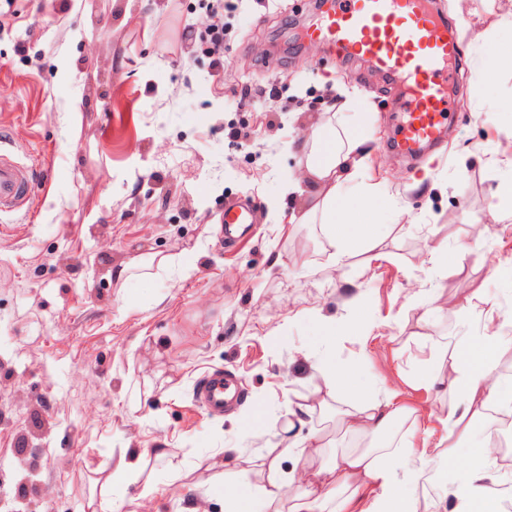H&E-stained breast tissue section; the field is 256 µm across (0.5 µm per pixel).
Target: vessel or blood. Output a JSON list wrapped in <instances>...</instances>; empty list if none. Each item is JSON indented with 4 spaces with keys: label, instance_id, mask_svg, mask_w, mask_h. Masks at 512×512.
Returning a JSON list of instances; mask_svg holds the SVG:
<instances>
[{
    "label": "vessel or blood",
    "instance_id": "b4317fda",
    "mask_svg": "<svg viewBox=\"0 0 512 512\" xmlns=\"http://www.w3.org/2000/svg\"><path fill=\"white\" fill-rule=\"evenodd\" d=\"M427 0H336L337 7L311 32L336 52L358 55L378 70L401 76L408 98L400 124V149L415 153L438 143L452 110L448 84L456 76L459 44L447 26L427 8ZM38 187L28 164L15 159L0 136V217L28 208ZM227 237H239L255 222L248 202L225 206ZM237 393L223 371L199 385L196 400L210 413L223 414Z\"/></svg>",
    "mask_w": 512,
    "mask_h": 512
}]
</instances>
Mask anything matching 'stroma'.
Wrapping results in <instances>:
<instances>
[{"mask_svg":"<svg viewBox=\"0 0 512 512\" xmlns=\"http://www.w3.org/2000/svg\"><path fill=\"white\" fill-rule=\"evenodd\" d=\"M433 0L460 29L463 68L445 141L411 160L387 142L404 88L327 44L284 53L288 19L308 35L314 0H243L224 17V72L183 41L210 22L199 0H12L0 14V135L45 186L32 216L0 222V512H226L224 481L261 485L252 463L298 475L311 439L337 428L324 360L372 394L426 413L447 405L450 355L484 335L462 318L484 293L512 325V220L490 216L512 180V72L478 58L512 50V0ZM265 89L237 105L241 87ZM355 89L345 103L341 88ZM363 139L358 209L378 245L341 261L321 225L289 223L281 185L326 114ZM250 199L253 233L224 243V208ZM468 247L458 259L460 247ZM167 258L122 283L117 270ZM241 399L215 417L195 399L215 370ZM321 398L290 425L299 399ZM295 450L283 451L285 429ZM241 463L224 474V451ZM138 457L136 477L107 480Z\"/></svg>","mask_w":512,"mask_h":512,"instance_id":"obj_1","label":"stroma"}]
</instances>
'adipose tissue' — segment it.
<instances>
[{"label": "adipose tissue", "instance_id": "adipose-tissue-1", "mask_svg": "<svg viewBox=\"0 0 512 512\" xmlns=\"http://www.w3.org/2000/svg\"><path fill=\"white\" fill-rule=\"evenodd\" d=\"M360 147V141L343 135L332 122H323L301 147L298 176L282 187L283 196L303 201L292 221L320 220L329 246L339 257L358 241H376L371 225L358 223L353 213L337 204L340 190L361 174ZM506 349H512V335L496 330L475 337L469 352L458 353L448 376V388L455 398L428 417L435 435L432 449L439 455L455 459L472 434V420L502 404L496 359ZM323 370L329 395H357L341 413L342 428L353 436L375 437L377 443L365 449L337 451L328 461L308 467L302 476L304 489L292 512H419L416 491L428 472L427 451L402 447L391 437L393 427L410 418V411L395 404L392 397L359 391L349 371L329 362ZM477 453L480 464L462 480L451 483L442 474L437 480L452 498L454 512H504L499 492L504 479L497 459L485 443L478 446Z\"/></svg>", "mask_w": 512, "mask_h": 512}]
</instances>
